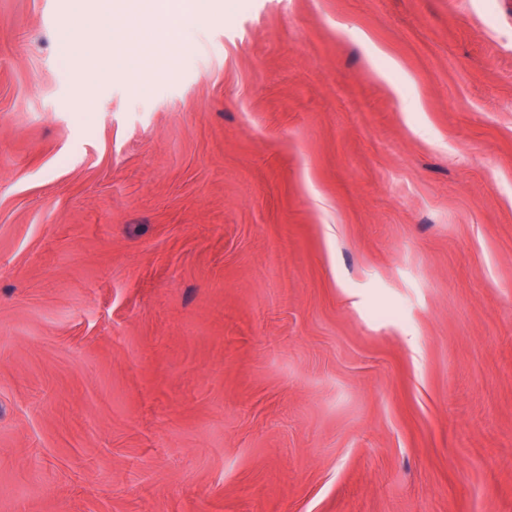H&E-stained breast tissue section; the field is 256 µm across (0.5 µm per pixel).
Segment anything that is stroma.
<instances>
[{
    "mask_svg": "<svg viewBox=\"0 0 512 512\" xmlns=\"http://www.w3.org/2000/svg\"><path fill=\"white\" fill-rule=\"evenodd\" d=\"M71 6L0 0V512H512V0H232L138 92ZM89 16L83 12L77 13L67 22V37L71 44L73 56L87 55L86 31Z\"/></svg>",
    "mask_w": 512,
    "mask_h": 512,
    "instance_id": "1",
    "label": "stroma"
}]
</instances>
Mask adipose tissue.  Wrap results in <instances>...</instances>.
I'll list each match as a JSON object with an SVG mask.
<instances>
[{"label": "adipose tissue", "mask_w": 512, "mask_h": 512, "mask_svg": "<svg viewBox=\"0 0 512 512\" xmlns=\"http://www.w3.org/2000/svg\"><path fill=\"white\" fill-rule=\"evenodd\" d=\"M90 13H78L67 22V37L74 55H82L87 45L86 31L89 19H96L97 35L113 46L114 77H132L135 83L147 81L158 70L159 63L175 66L187 45L182 37L186 17L202 21L214 11V0H90ZM162 16V34L149 40L137 24L139 18Z\"/></svg>", "instance_id": "adipose-tissue-1"}]
</instances>
